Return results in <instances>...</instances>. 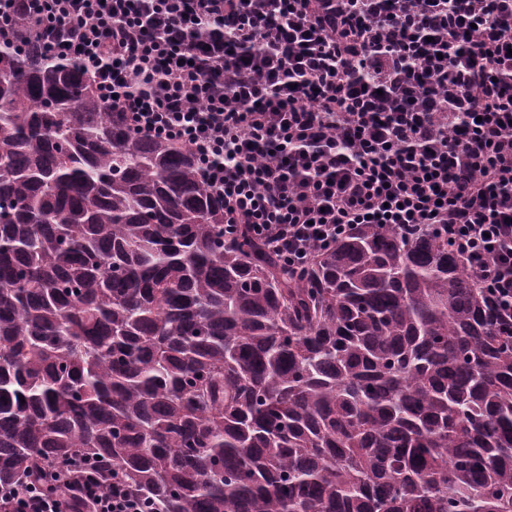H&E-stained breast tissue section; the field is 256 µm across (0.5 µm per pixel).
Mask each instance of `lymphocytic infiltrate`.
Segmentation results:
<instances>
[{
  "label": "lymphocytic infiltrate",
  "instance_id": "1",
  "mask_svg": "<svg viewBox=\"0 0 512 512\" xmlns=\"http://www.w3.org/2000/svg\"><path fill=\"white\" fill-rule=\"evenodd\" d=\"M448 0L475 21L471 83L426 112H354L348 60L321 0H0L14 33L80 62L133 133L189 150L224 205V230L291 273L359 224L447 235L512 323V0ZM11 512H144L112 478L21 489Z\"/></svg>",
  "mask_w": 512,
  "mask_h": 512
}]
</instances>
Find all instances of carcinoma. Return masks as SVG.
Returning <instances> with one entry per match:
<instances>
[{
	"mask_svg": "<svg viewBox=\"0 0 512 512\" xmlns=\"http://www.w3.org/2000/svg\"><path fill=\"white\" fill-rule=\"evenodd\" d=\"M373 9L351 53L415 89H344L422 112L460 19ZM73 458L151 512H512V332L442 236L362 224L297 278L224 236L193 155L30 40L0 50V488ZM367 54L364 62L374 83L379 85L389 83L400 66L394 50L387 48L370 50Z\"/></svg>",
	"mask_w": 512,
	"mask_h": 512,
	"instance_id": "obj_1",
	"label": "carcinoma"
}]
</instances>
